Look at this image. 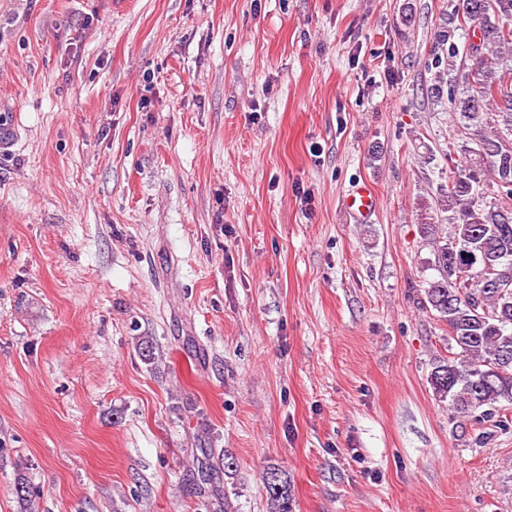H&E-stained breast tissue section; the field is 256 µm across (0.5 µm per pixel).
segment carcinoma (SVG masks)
<instances>
[{"label":"carcinoma","mask_w":512,"mask_h":512,"mask_svg":"<svg viewBox=\"0 0 512 512\" xmlns=\"http://www.w3.org/2000/svg\"><path fill=\"white\" fill-rule=\"evenodd\" d=\"M479 42L459 46L471 27ZM431 67L438 70L437 95L459 115L473 146H463L461 160L440 189L435 210L452 212L450 231L422 224L436 246L438 276L426 282L421 304L448 325L454 349L431 372L436 396L448 410L490 421L503 404L512 406V288L489 293L479 288L482 270L469 280L455 279L456 259L467 256L512 263V0H448V25L436 36ZM197 477L202 485L230 475L234 462H211L212 449H200ZM267 512H293L288 477L276 468L263 474Z\"/></svg>","instance_id":"obj_1"}]
</instances>
